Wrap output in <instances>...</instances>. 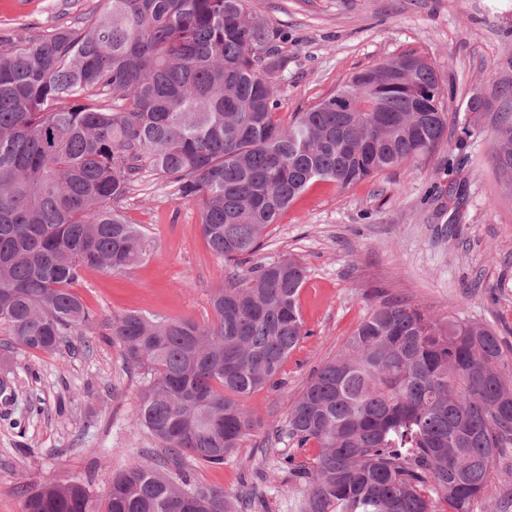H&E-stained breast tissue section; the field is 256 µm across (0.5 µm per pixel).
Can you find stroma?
Wrapping results in <instances>:
<instances>
[{"mask_svg":"<svg viewBox=\"0 0 512 512\" xmlns=\"http://www.w3.org/2000/svg\"><path fill=\"white\" fill-rule=\"evenodd\" d=\"M106 0H0V32L50 34ZM263 17L288 40L279 77L289 120L332 95L351 74L404 53L423 56L452 93V155L402 165L345 189L316 182L272 225L253 262L292 256L307 270L299 307L307 332L276 386L249 395L257 425L224 464L189 462L195 484L245 498L244 512H299L302 484L285 456L311 461L284 435L288 411L312 375L344 352L369 310L403 300L433 318L448 313L492 328L512 351V192L490 161L492 118L459 110L475 88L512 83V0H261ZM465 181L462 204L448 187ZM151 241L126 273L86 272L75 286L99 320L139 311L203 324L210 295L228 273L200 230L196 204L145 173L122 203ZM72 351L0 347V512H23L42 484L80 482L104 499L112 479L137 460L175 476L162 444L134 421L146 384L126 368L103 328L72 336ZM497 496L473 512H512V457L494 464Z\"/></svg>","mask_w":512,"mask_h":512,"instance_id":"stroma-1","label":"stroma"}]
</instances>
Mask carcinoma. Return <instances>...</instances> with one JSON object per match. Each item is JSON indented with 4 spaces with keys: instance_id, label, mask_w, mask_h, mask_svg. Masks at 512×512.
I'll list each match as a JSON object with an SVG mask.
<instances>
[{
    "instance_id": "1",
    "label": "carcinoma",
    "mask_w": 512,
    "mask_h": 512,
    "mask_svg": "<svg viewBox=\"0 0 512 512\" xmlns=\"http://www.w3.org/2000/svg\"><path fill=\"white\" fill-rule=\"evenodd\" d=\"M106 2L46 36L0 35V328L11 346L60 352L93 329L71 286L146 257L149 240L118 208L146 172L198 204L209 248L236 266L310 183L345 189L448 143L443 85L413 53L354 73L285 124L286 38L259 0ZM493 101L491 161L511 190L512 84L467 108ZM305 280L290 258L234 274L211 293L205 325L112 317L126 364L148 377L134 421L163 443L179 480L135 461L101 503L80 483L48 484L24 512H195L193 494L204 512H237L181 465H222L254 429L244 399L276 383L307 335ZM507 363L485 325L434 321L403 301L371 310L288 413V437L318 448L308 464L284 457L305 486L301 512H472L512 447Z\"/></svg>"
}]
</instances>
